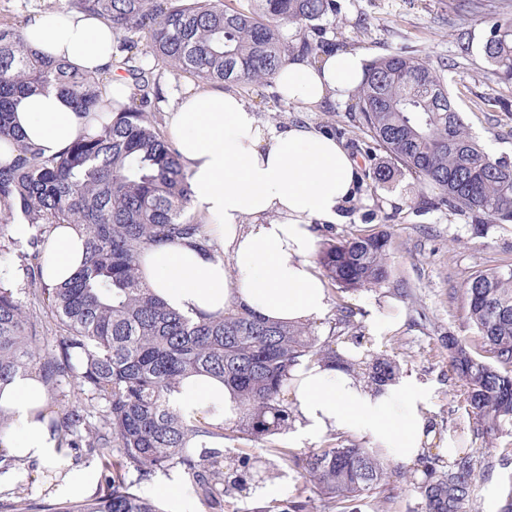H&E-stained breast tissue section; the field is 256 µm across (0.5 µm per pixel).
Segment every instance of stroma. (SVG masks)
<instances>
[{
  "label": "stroma",
  "instance_id": "obj_1",
  "mask_svg": "<svg viewBox=\"0 0 512 512\" xmlns=\"http://www.w3.org/2000/svg\"><path fill=\"white\" fill-rule=\"evenodd\" d=\"M483 10L460 15L457 0H336L334 18L325 23L326 39L345 44L375 59L404 51L438 69L448 93L471 133L494 156L512 158V83L502 80L481 57L473 56L467 70L459 68V45L480 48L494 21L512 22V0H484ZM241 93L262 117L285 125L307 122L346 142L361 171L387 162L354 118L350 101L328 103L312 112L278 98L275 87L250 84ZM359 197L336 235H390L389 282L378 288L342 292L332 290L330 304L346 305L356 313L346 335H362L369 314L396 318L397 328L376 345L379 353L396 357L402 373L415 377L427 390V407L440 441L450 448L472 447L471 419L461 405L458 386L448 378L447 335L473 339L462 299L463 282L477 269L512 260V224L485 223L475 232L471 214L438 205V189L408 171L384 186L361 178ZM127 481L143 497H156L164 512H209L189 492L179 473L156 471ZM512 483V461L503 462L500 448L483 449L477 482L467 512H499L505 487ZM302 479L298 471L266 482L262 491H245L225 498L224 512H253L254 508L288 500ZM418 497L406 476H392L384 494L368 500L362 512H416Z\"/></svg>",
  "mask_w": 512,
  "mask_h": 512
}]
</instances>
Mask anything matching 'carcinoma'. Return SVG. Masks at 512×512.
Returning <instances> with one entry per match:
<instances>
[{"label": "carcinoma", "mask_w": 512, "mask_h": 512, "mask_svg": "<svg viewBox=\"0 0 512 512\" xmlns=\"http://www.w3.org/2000/svg\"><path fill=\"white\" fill-rule=\"evenodd\" d=\"M69 9L103 18L117 35L112 67L133 87L129 103L102 97L108 72H79L63 60L39 56L18 30L0 27V137L12 138L19 157L0 165V252L17 251L28 294L51 315L57 352L44 349V325L18 289L0 280V386L34 370L50 390L68 378L79 399L50 416L64 456L77 448L105 462L106 490L95 497L37 504L21 492L0 499V512H164L138 495L122 471L141 479L157 470L182 475L213 509L243 489L224 479V450L189 447L199 435L271 441L291 426L295 409L283 387L302 359L342 362L309 329L271 323L249 309L194 322L144 287L139 258L150 245L188 239L205 249L206 225L186 216L188 178L176 147L154 121L160 86L157 67L228 85L271 83L286 55L314 63L325 42L288 37V25L322 33L336 15V0H67ZM484 60L512 80V24L496 22L482 44ZM55 89L80 112L96 116V130L65 152L45 157L12 126L19 101ZM351 111L373 142L407 171L440 190L438 203L499 224L512 223V161L494 157L469 132L448 96L439 70L422 59L392 52L371 61ZM27 224L25 240L11 226ZM78 224L87 232V261L68 282L48 287L42 277L47 225ZM386 233L336 236L321 243L315 263L341 291L375 288L391 275ZM474 346L448 335V378L461 383L472 433L487 443L512 436V262L470 274L463 286ZM367 382L381 387L400 373L393 357L366 351ZM189 373L216 376L240 397L231 433L187 423L167 396ZM100 415L104 426L91 418ZM286 465L303 469L319 497L320 512H361L394 462L352 442L334 441ZM238 466L264 480L275 463L243 452ZM427 479L415 486L422 512H466L477 475L475 451L457 449L420 459ZM306 488L280 512H310Z\"/></svg>", "instance_id": "1"}]
</instances>
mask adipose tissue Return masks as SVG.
Returning a JSON list of instances; mask_svg holds the SVG:
<instances>
[{
  "label": "adipose tissue",
  "mask_w": 512,
  "mask_h": 512,
  "mask_svg": "<svg viewBox=\"0 0 512 512\" xmlns=\"http://www.w3.org/2000/svg\"><path fill=\"white\" fill-rule=\"evenodd\" d=\"M24 42L39 54L66 60L81 71L112 64L116 36L96 16L68 9L32 15L21 27ZM365 68L362 54L322 53L319 63L288 55L275 82L288 102L313 110L353 94ZM13 123L26 142L45 155L66 151L88 135L92 114L75 111L49 89L23 98ZM166 127L189 177L190 204L207 223L209 249L187 242L146 248L142 282L172 310L187 318L220 316L245 307L281 324L318 325L330 311L326 281L318 270V227L339 224L359 183V164L343 141L306 123L279 126L264 121L235 90L201 85L174 94ZM86 234L74 224H52L44 243L43 280L69 281L82 267ZM286 386L296 418L291 433L316 440L337 431L355 433L387 458L417 464L435 435L426 391L399 374L382 387L345 364L303 361ZM187 420L218 430L240 415L239 401L220 380L189 375L169 397ZM47 392L32 371L0 388L8 425L0 448L11 456L59 462L58 440L40 416Z\"/></svg>",
  "instance_id": "ef3b65f1"
}]
</instances>
